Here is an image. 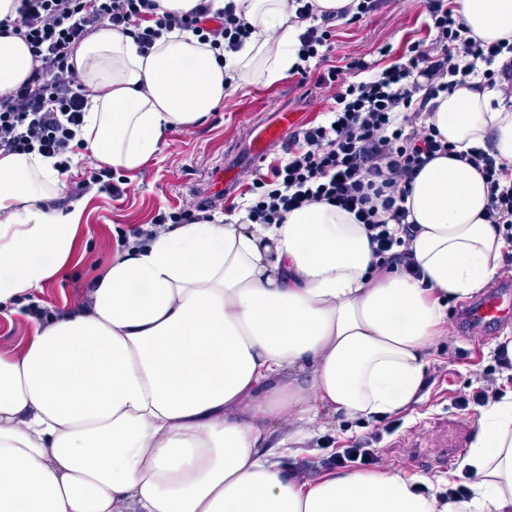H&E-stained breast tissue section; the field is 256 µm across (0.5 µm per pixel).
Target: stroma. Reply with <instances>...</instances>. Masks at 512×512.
<instances>
[{
    "mask_svg": "<svg viewBox=\"0 0 512 512\" xmlns=\"http://www.w3.org/2000/svg\"><path fill=\"white\" fill-rule=\"evenodd\" d=\"M426 22V0H381L377 10L338 26L329 62L341 66L347 59L362 58L375 69L387 67L406 43H431ZM317 78L314 72L305 77L292 74L271 85L257 83L232 92L203 124L172 133L137 178L125 182L122 195L86 194L71 259L36 292L40 308L48 314L70 310L123 249L133 229L152 223L158 213L196 202L197 188L207 184L215 168L235 180L218 213L240 214L255 175L269 174L285 157L278 144L254 160L252 139L258 130L276 124L285 112L294 115L297 127L315 124L333 107ZM461 307L458 300L448 305V321L427 370L422 400L389 417L393 430L378 445L381 468L400 471L409 479L450 480L456 465L438 463L436 457L448 438L470 445L480 415L475 405L459 410L456 397L483 386L481 373L489 369L495 372L496 387L512 392V371L496 369L494 358L500 345L512 343V318L491 334L467 330L457 322Z\"/></svg>",
    "mask_w": 512,
    "mask_h": 512,
    "instance_id": "stroma-1",
    "label": "stroma"
}]
</instances>
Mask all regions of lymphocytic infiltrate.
Returning a JSON list of instances; mask_svg holds the SVG:
<instances>
[{
	"label": "lymphocytic infiltrate",
	"instance_id": "f902f5d3",
	"mask_svg": "<svg viewBox=\"0 0 512 512\" xmlns=\"http://www.w3.org/2000/svg\"><path fill=\"white\" fill-rule=\"evenodd\" d=\"M157 8L156 0H20L18 21L1 20L0 29L21 36L37 66L25 82L0 94V151L57 156L60 170H67L63 157L72 149L86 106V88L71 57L74 46L96 28L124 33L132 19L143 20L136 39L144 54L165 30L192 31L215 49L239 47L250 34L230 6L215 17L205 0L182 15H161ZM427 12V26L435 34L430 47L410 44L396 62L377 72L355 59L320 73L317 83L335 106L325 121L289 137L285 162L254 178L255 196L248 207L252 223L279 224L285 213L324 201L364 224L376 271H412L411 244L419 227L409 222L405 199L427 163L454 154L486 180L485 218L512 242V166L490 147L455 153L435 126L420 122L431 114L432 100L452 92L459 79L473 76L495 86L512 76V60L497 64L502 46L467 37L459 11L444 0H429ZM345 71L359 74V81L342 79ZM381 437L376 430L357 446L335 451L331 435H324L318 444L330 451L325 467L377 465L375 444Z\"/></svg>",
	"mask_w": 512,
	"mask_h": 512
}]
</instances>
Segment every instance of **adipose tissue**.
<instances>
[{"label":"adipose tissue","mask_w":512,"mask_h":512,"mask_svg":"<svg viewBox=\"0 0 512 512\" xmlns=\"http://www.w3.org/2000/svg\"><path fill=\"white\" fill-rule=\"evenodd\" d=\"M472 38L512 42V0H456ZM233 6L251 33L212 50L162 32L141 54L103 27L75 67L90 90L86 158L134 173L175 130L197 125L230 91L288 77L299 19L288 0ZM35 66L0 35V93ZM430 117L457 150L492 139L512 165V107L461 85ZM58 160L0 153V309L18 305L69 262L84 202L53 206ZM482 175L439 157L405 201L421 270L373 273L366 229L327 203L280 224L223 215L117 252L79 306L0 353V512H512V398L483 410L461 469L469 498L421 493L399 472L297 474L322 410L383 416L419 401L448 299L478 294L503 238L484 218ZM297 422L281 436L278 419Z\"/></svg>","instance_id":"adipose-tissue-1"}]
</instances>
